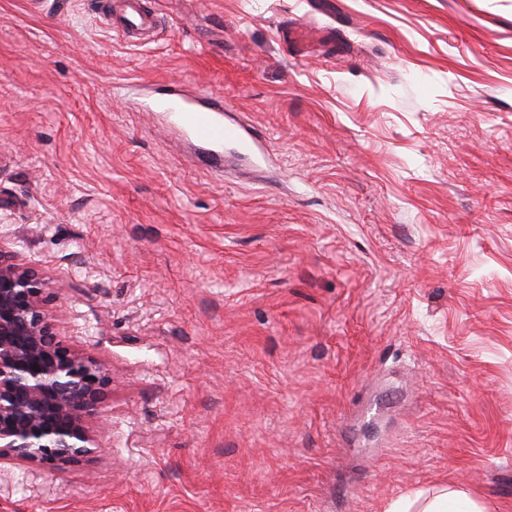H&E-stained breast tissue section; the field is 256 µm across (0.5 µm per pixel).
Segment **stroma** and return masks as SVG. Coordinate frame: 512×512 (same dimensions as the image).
Instances as JSON below:
<instances>
[{"label": "stroma", "mask_w": 512, "mask_h": 512, "mask_svg": "<svg viewBox=\"0 0 512 512\" xmlns=\"http://www.w3.org/2000/svg\"><path fill=\"white\" fill-rule=\"evenodd\" d=\"M0 0V241L112 372L100 453L0 512H512V0ZM223 96L212 168L119 85ZM150 0H129L125 22L116 20L113 24L117 31L132 43H147L153 36V12ZM122 25L121 27H119ZM416 503L420 504L418 512H484L464 491L448 486L402 496L387 512H409Z\"/></svg>", "instance_id": "obj_1"}]
</instances>
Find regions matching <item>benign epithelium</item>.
I'll list each match as a JSON object with an SVG mask.
<instances>
[{
	"label": "benign epithelium",
	"instance_id": "7a95c632",
	"mask_svg": "<svg viewBox=\"0 0 512 512\" xmlns=\"http://www.w3.org/2000/svg\"><path fill=\"white\" fill-rule=\"evenodd\" d=\"M51 282L0 241V469L76 465L100 448L92 431L112 384L94 357L57 340Z\"/></svg>",
	"mask_w": 512,
	"mask_h": 512
}]
</instances>
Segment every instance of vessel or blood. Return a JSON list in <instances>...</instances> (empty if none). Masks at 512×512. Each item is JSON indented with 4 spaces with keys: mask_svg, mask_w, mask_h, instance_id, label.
<instances>
[{
    "mask_svg": "<svg viewBox=\"0 0 512 512\" xmlns=\"http://www.w3.org/2000/svg\"><path fill=\"white\" fill-rule=\"evenodd\" d=\"M120 34L133 43L149 42L153 36L151 0H128ZM147 107L165 113L169 122L187 134L201 148L205 158L214 160L220 148L233 144L255 159H263L264 136L255 128L224 118L222 100L205 94L188 97L179 93L148 101Z\"/></svg>",
    "mask_w": 512,
    "mask_h": 512,
    "instance_id": "1",
    "label": "vessel or blood"
}]
</instances>
